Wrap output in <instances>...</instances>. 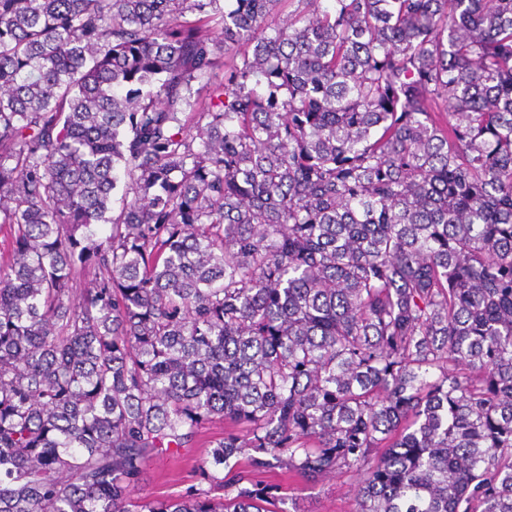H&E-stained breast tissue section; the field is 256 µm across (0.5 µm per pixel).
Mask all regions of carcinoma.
Instances as JSON below:
<instances>
[{"label": "carcinoma", "mask_w": 512, "mask_h": 512, "mask_svg": "<svg viewBox=\"0 0 512 512\" xmlns=\"http://www.w3.org/2000/svg\"><path fill=\"white\" fill-rule=\"evenodd\" d=\"M3 225L0 512H512V0H0ZM224 437V422L216 421L195 438V442L185 448H171L156 456L147 466L138 484V494L150 499L178 497L191 491L203 490L212 497L224 496V482L237 472L249 470L247 459L241 458L238 464L215 471L204 461L209 458L215 443ZM202 466L208 474L202 472ZM214 475L218 480H212ZM222 481V482H220ZM264 484L279 485L276 495L293 498L301 511L305 512H354L355 479L349 475L336 474L317 485L303 479L289 477L285 470L275 469L256 475Z\"/></svg>", "instance_id": "cac0c4a2"}]
</instances>
